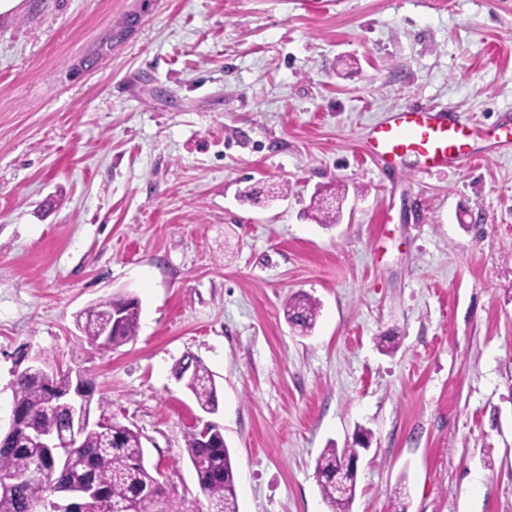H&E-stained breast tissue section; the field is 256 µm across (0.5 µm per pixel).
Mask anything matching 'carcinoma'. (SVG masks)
Listing matches in <instances>:
<instances>
[{"label":"carcinoma","instance_id":"1","mask_svg":"<svg viewBox=\"0 0 512 512\" xmlns=\"http://www.w3.org/2000/svg\"><path fill=\"white\" fill-rule=\"evenodd\" d=\"M112 307L121 313L112 327V335H102L109 316L98 312L94 317L81 313L77 325L85 341L101 350L115 349L126 344L137 333L140 307L131 297L114 294L96 304ZM284 316L290 326L308 333L319 316V303L303 293L288 297ZM67 375L47 376L38 369L17 376L13 384V405L29 426L58 434L67 431L71 420V406L59 394ZM187 388L193 393L200 408L214 412L218 407L217 387L212 374L203 364L195 365L189 375ZM87 405L101 415L109 413L111 402L104 394H95L89 384ZM371 433L361 429L351 444L338 448L332 443L316 459L315 474L322 496L330 512H350L355 496L357 477L346 482V490L336 485V468L345 457H353L369 449ZM74 465L66 470L55 468L53 460L41 448L24 443L12 445L0 442V476L14 479L10 487H0V512H35L36 506L59 488L69 484H85L98 493L99 512H112L118 506L126 512H182L166 483L150 470L145 449L138 432L112 420L108 426L87 430L76 448L69 449ZM186 454L201 492L209 501V512H238L232 456L224 444V435L217 432L204 439L193 432L186 443ZM48 473L43 483H31L24 475L35 466Z\"/></svg>","mask_w":512,"mask_h":512}]
</instances>
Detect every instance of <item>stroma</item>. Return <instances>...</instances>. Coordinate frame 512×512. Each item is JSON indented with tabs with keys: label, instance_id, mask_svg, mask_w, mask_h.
Here are the masks:
<instances>
[{
	"label": "stroma",
	"instance_id": "stroma-1",
	"mask_svg": "<svg viewBox=\"0 0 512 512\" xmlns=\"http://www.w3.org/2000/svg\"><path fill=\"white\" fill-rule=\"evenodd\" d=\"M411 105L477 128L472 160L373 159ZM506 128L512 0H0V420L39 363L92 379L183 512L209 510L185 453L208 422L239 512H328L315 461L361 428L350 512L401 485L409 512H512ZM117 293L139 328L103 351L76 317ZM319 309L318 301L303 293L289 296L283 307L284 316L290 326L303 334L314 328ZM186 385L203 411H216L218 407L217 387L207 367L201 363L196 364Z\"/></svg>",
	"mask_w": 512,
	"mask_h": 512
}]
</instances>
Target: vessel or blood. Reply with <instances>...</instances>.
I'll return each instance as SVG.
<instances>
[{"label":"vessel or blood","instance_id":"obj_1","mask_svg":"<svg viewBox=\"0 0 512 512\" xmlns=\"http://www.w3.org/2000/svg\"><path fill=\"white\" fill-rule=\"evenodd\" d=\"M475 131L456 114L413 106L391 113L374 126L368 140L373 158L390 164L412 155L425 170H439L466 162Z\"/></svg>","mask_w":512,"mask_h":512}]
</instances>
